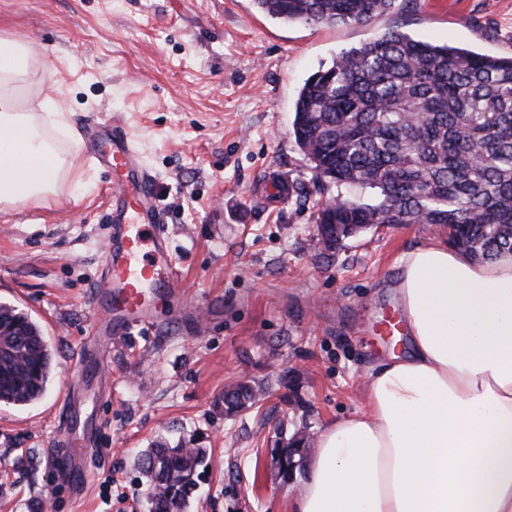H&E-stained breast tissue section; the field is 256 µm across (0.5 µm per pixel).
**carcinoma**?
Segmentation results:
<instances>
[{"label": "carcinoma", "instance_id": "obj_1", "mask_svg": "<svg viewBox=\"0 0 512 512\" xmlns=\"http://www.w3.org/2000/svg\"><path fill=\"white\" fill-rule=\"evenodd\" d=\"M395 0H253L283 23L363 24ZM293 135L324 185H367L374 203L334 196L333 224L448 226V242L479 261L512 254V57L414 40L388 30L311 75L295 103ZM24 360L0 366V403L42 397L53 355L38 324L0 302ZM255 397L224 391V412ZM207 449L159 444L140 457L158 512H184Z\"/></svg>", "mask_w": 512, "mask_h": 512}]
</instances>
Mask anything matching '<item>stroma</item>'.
<instances>
[{
  "label": "stroma",
  "instance_id": "1",
  "mask_svg": "<svg viewBox=\"0 0 512 512\" xmlns=\"http://www.w3.org/2000/svg\"><path fill=\"white\" fill-rule=\"evenodd\" d=\"M390 29L512 57V0H396L387 15L332 27L285 24L251 0H0V36L34 42L52 72L43 94L80 130L113 117L134 134L202 324L198 335L187 326L102 343L110 394L95 405L103 425L88 482L80 491L58 483L47 450L96 319L112 176L81 150L71 156L81 184L64 183L38 207L1 208L0 302L41 325L55 367L38 401L0 404V512H144L140 454L159 441L208 451L185 512H289L316 450L285 486L272 448L365 410L367 374L406 348L378 330L402 315L398 263L448 236L391 224L332 256L313 247L328 193L294 141L298 92ZM283 177L288 198L266 195ZM245 376L264 391L225 416L224 390ZM108 478L126 502H111Z\"/></svg>",
  "mask_w": 512,
  "mask_h": 512
}]
</instances>
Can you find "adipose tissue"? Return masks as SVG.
<instances>
[{
	"mask_svg": "<svg viewBox=\"0 0 512 512\" xmlns=\"http://www.w3.org/2000/svg\"><path fill=\"white\" fill-rule=\"evenodd\" d=\"M50 79L0 38V204L38 206L80 183L54 133L81 139L52 98L20 110L13 82ZM408 356L368 375L367 408L328 422L290 512H512V255L480 264L429 238L401 259Z\"/></svg>",
	"mask_w": 512,
	"mask_h": 512,
	"instance_id": "adipose-tissue-1",
	"label": "adipose tissue"
}]
</instances>
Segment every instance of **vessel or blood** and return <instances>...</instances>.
<instances>
[{
    "mask_svg": "<svg viewBox=\"0 0 512 512\" xmlns=\"http://www.w3.org/2000/svg\"><path fill=\"white\" fill-rule=\"evenodd\" d=\"M88 139L94 158L111 170L114 185L112 231L93 297L94 307L105 317L88 332L81 373L66 390L64 421L50 451L53 461L63 466L62 476L77 486L88 477L87 433L74 425L72 406L88 386L86 370L99 378L106 374L99 357L101 338L109 337L116 344L137 327L159 326L156 304L160 301L181 307L183 322L194 315L181 306L184 290L170 254L155 180L140 160L134 135L119 123L103 120L92 126Z\"/></svg>",
    "mask_w": 512,
    "mask_h": 512,
    "instance_id": "b4317fda",
    "label": "vessel or blood"
}]
</instances>
